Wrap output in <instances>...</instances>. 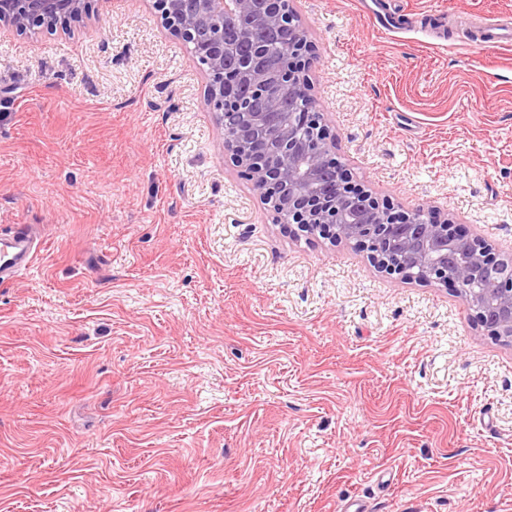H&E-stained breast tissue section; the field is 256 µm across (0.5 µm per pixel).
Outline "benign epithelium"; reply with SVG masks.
<instances>
[{"label": "benign epithelium", "instance_id": "1", "mask_svg": "<svg viewBox=\"0 0 512 512\" xmlns=\"http://www.w3.org/2000/svg\"><path fill=\"white\" fill-rule=\"evenodd\" d=\"M102 0H0V30L37 38L69 33L100 19ZM152 0L163 27L203 61L204 107L214 116L224 152L250 182L277 223L364 253L379 272L403 281L445 288L465 304L480 335L512 347V252L470 232L435 208L405 211L365 189L336 158L324 113H288L285 101H310L315 46L292 0ZM235 36L224 37V21ZM298 33L288 65L272 66L266 47L242 42L252 32ZM335 170L342 194L326 181Z\"/></svg>", "mask_w": 512, "mask_h": 512}]
</instances>
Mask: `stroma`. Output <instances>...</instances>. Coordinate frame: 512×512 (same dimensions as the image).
<instances>
[{
    "instance_id": "stroma-1",
    "label": "stroma",
    "mask_w": 512,
    "mask_h": 512,
    "mask_svg": "<svg viewBox=\"0 0 512 512\" xmlns=\"http://www.w3.org/2000/svg\"><path fill=\"white\" fill-rule=\"evenodd\" d=\"M294 0L359 184L512 246V0ZM0 37V512H512V347L277 224L149 0ZM0 237V279L3 281L32 265L38 243L32 229L25 224H16L9 233L0 234Z\"/></svg>"
}]
</instances>
